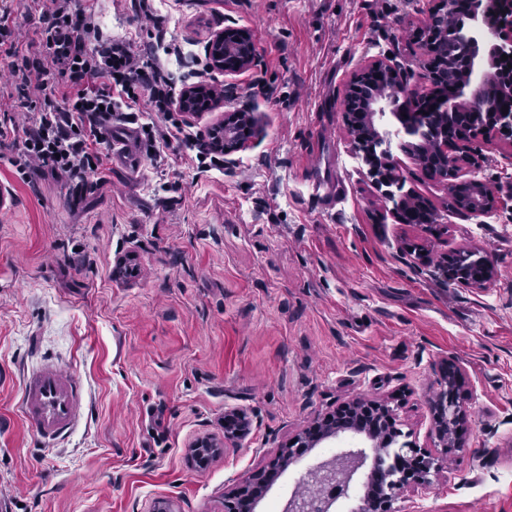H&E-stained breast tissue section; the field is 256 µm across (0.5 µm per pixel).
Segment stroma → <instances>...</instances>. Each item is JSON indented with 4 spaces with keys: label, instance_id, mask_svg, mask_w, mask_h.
I'll use <instances>...</instances> for the list:
<instances>
[{
    "label": "stroma",
    "instance_id": "stroma-1",
    "mask_svg": "<svg viewBox=\"0 0 512 512\" xmlns=\"http://www.w3.org/2000/svg\"><path fill=\"white\" fill-rule=\"evenodd\" d=\"M104 36L152 39L133 0H89ZM435 0H154L175 51L159 56L178 86L208 71L224 88L211 109L172 117L203 135L248 106L260 132L221 167L178 142L161 160L103 165L83 187L20 171L0 148V500L8 512H224V492L313 419L342 402L387 401L399 428L431 447L430 400L445 363L471 395L460 447L425 494L397 512H512V141L477 139L458 175L498 198L489 216L448 205V183L402 145L393 162L436 221L399 223L372 183L343 119L351 75L388 58L425 94L413 36ZM255 42L243 72L211 68L215 32ZM477 249L496 276L444 280L436 261ZM52 360L82 379L86 415L43 446L18 402L26 370ZM245 410L243 439L224 412ZM224 445L207 467L189 447ZM323 449L296 459L258 512H274ZM251 428V419L242 410H229L224 412V436L228 439L245 438Z\"/></svg>",
    "mask_w": 512,
    "mask_h": 512
}]
</instances>
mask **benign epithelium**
Masks as SVG:
<instances>
[{
  "label": "benign epithelium",
  "instance_id": "1",
  "mask_svg": "<svg viewBox=\"0 0 512 512\" xmlns=\"http://www.w3.org/2000/svg\"><path fill=\"white\" fill-rule=\"evenodd\" d=\"M495 8L476 18L478 26L491 37V50L509 49L512 53V0H494ZM437 30L420 28L416 38L424 45L427 61L423 63L426 79L432 91L418 95L404 89L395 69L381 58L367 62L355 72L348 82L347 98H352L361 86L378 76L390 81L393 89L401 91L399 111L395 113L404 134L416 139L415 145L422 146L436 141L435 150L427 153L419 150L415 159L429 169L440 164V177L451 179L453 198L457 211L465 214L492 213L498 204L490 188L476 179L457 180V170L466 144L489 135L495 130L512 137V109L508 113L498 112L488 116L479 112L466 113L467 122L452 134L436 135L428 126V116L448 117L452 101L448 94L437 88L438 71L441 68L432 51L431 42ZM208 51L219 67L226 72H240L248 69L256 57V47L251 34L240 28L226 27L215 33ZM208 94L202 88L183 92L178 106L184 112L196 113L210 106ZM383 98L371 100L365 112L352 111L351 102L344 105V121L352 136L353 147L364 153L371 165L372 173L383 171L392 180L400 176L389 162L387 151H377L383 135L375 117L384 114L385 108H394L392 103L381 105ZM255 113L246 107L234 108L224 113L222 136L216 144L224 147L228 156L245 148L247 141L258 132ZM402 222L425 225L433 222L434 210L423 198L409 194L395 203ZM460 253L446 255L438 265L445 279L464 284L483 286L495 277L492 263L481 258L480 265L468 276H461L456 270ZM470 395L460 367H445L440 390L430 402V437L434 447L449 451L460 445V431L467 419V404ZM251 428V419L242 410L224 412V438L242 439ZM361 437L367 446L350 445L339 449L329 458L319 459L312 464L308 477L320 474H334L339 483L352 485L359 475L363 483L374 482L372 491L364 499L358 512H395L393 503L396 492L408 489L412 492L431 487L432 476L441 467L440 457L429 448H414L409 442L398 443L401 432L396 427L394 410L382 400L358 397L336 407L332 412L313 420L310 425L297 433L291 441L268 458L264 467L248 479L236 484L224 493V512H255L259 501L265 496L267 487L283 474L294 459L304 456L328 440L346 437ZM192 457L201 465L206 464L219 453L217 443L199 439L190 446Z\"/></svg>",
  "mask_w": 512,
  "mask_h": 512
}]
</instances>
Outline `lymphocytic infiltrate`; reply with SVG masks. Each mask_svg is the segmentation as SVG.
I'll list each match as a JSON object with an SVG mask.
<instances>
[{"label":"lymphocytic infiltrate","instance_id":"f902f5d3","mask_svg":"<svg viewBox=\"0 0 512 512\" xmlns=\"http://www.w3.org/2000/svg\"><path fill=\"white\" fill-rule=\"evenodd\" d=\"M33 28L36 49L19 54V24L10 13L0 14V63L9 71V95L37 107L26 121L0 120V146L18 148L23 168L82 183L102 166L96 147L111 136L113 124L137 122L142 98L161 119L145 132L150 156L159 157L174 139L195 145L196 134L171 116L178 93L170 75L151 52H134L122 38H103L97 14L82 0H45ZM59 79L67 91L57 101L46 89Z\"/></svg>","mask_w":512,"mask_h":512}]
</instances>
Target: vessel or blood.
Segmentation results:
<instances>
[{
	"mask_svg": "<svg viewBox=\"0 0 512 512\" xmlns=\"http://www.w3.org/2000/svg\"><path fill=\"white\" fill-rule=\"evenodd\" d=\"M19 408L25 424L41 440H62L73 432L81 416V381L60 364H41L25 376Z\"/></svg>",
	"mask_w": 512,
	"mask_h": 512,
	"instance_id": "vessel-or-blood-1",
	"label": "vessel or blood"
}]
</instances>
